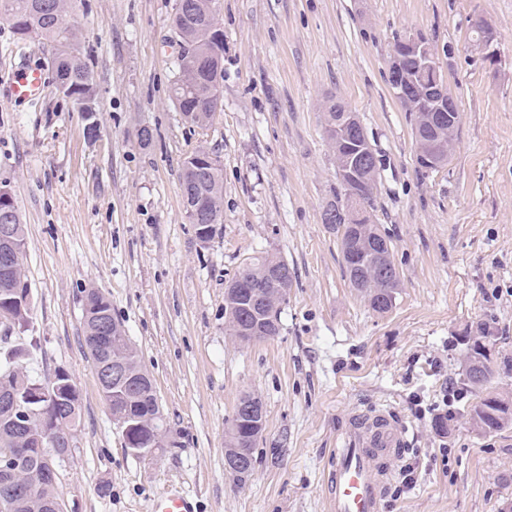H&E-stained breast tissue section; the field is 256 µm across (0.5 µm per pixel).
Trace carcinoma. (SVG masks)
<instances>
[{
  "mask_svg": "<svg viewBox=\"0 0 512 512\" xmlns=\"http://www.w3.org/2000/svg\"><path fill=\"white\" fill-rule=\"evenodd\" d=\"M181 6L184 7L186 20L182 25L180 39L192 47V55L188 60H175L172 79L173 104L186 122L204 129L211 124L217 112L213 104L215 84L224 81V30L215 0H174L173 9L177 10ZM0 19L7 22L21 38L36 36L53 44L58 63L55 79L57 83L66 85L65 96L85 95L95 91L86 65L71 47V29L66 22V9L56 0H0ZM345 108L346 105L329 99L323 110L325 131L335 160L337 184L333 199L325 206L323 215H334L331 224L340 232V250L351 287L355 288L373 311L386 313L396 302L401 280L385 286L372 277L376 262L372 257L360 268L349 264V256L360 253V244L372 239L384 241L386 237L382 235L378 225L372 222L369 208L373 207V198L364 186H358L362 192L363 218L356 219L353 215L339 210L340 201L346 195L348 181V176L341 173L348 148L346 139L340 133V128L346 121ZM402 108L410 113L413 129L419 130V137L415 138L416 154H432L431 141L437 138L455 140L460 122L458 114L448 113V120L434 131L425 122L428 116L425 109H416L405 103ZM193 154L206 156L209 164L199 178L190 158H185L180 183L183 203L189 205L191 196H205L210 214L206 224L210 231L207 238L212 240L224 223L223 163L217 153L203 145L198 146ZM284 263L285 260L278 255L263 252L249 258L239 273L247 274L255 282H263L272 268ZM5 290L7 286L0 282V330L3 331L0 342L4 343L11 340L10 334L13 330L25 326L30 312L27 296L22 293L7 295ZM235 303V295L224 293V318L227 328L255 325L254 317L245 309H232ZM485 334L487 331L484 330L482 335L470 339V345L464 349L463 361L467 367L463 371L464 381L475 392L474 402L469 406V422L480 432L500 431L512 426V401L492 387L496 370L494 362L490 361L481 345ZM10 352L8 362L0 368V395H15L19 408L24 409L28 404L25 397L29 394V388L38 385L48 391L50 383H43L29 374L25 365L28 357L26 348L17 344L10 348ZM128 355L122 337L114 336L106 347L103 359L120 360ZM148 405L147 401L135 402L115 392L108 403L113 414L129 410L137 416ZM16 418L17 414L0 407V449L19 444L20 433L14 422ZM30 448L31 454L24 457L22 468L15 472L16 478L21 481L28 480L42 461L37 440H32ZM241 448L248 451V454H253V447L249 445L244 426L233 420L225 433L224 454L235 456ZM55 498V487L38 488L28 499L17 500L9 508L0 501V512H52L49 503Z\"/></svg>",
  "mask_w": 512,
  "mask_h": 512,
  "instance_id": "1",
  "label": "carcinoma"
}]
</instances>
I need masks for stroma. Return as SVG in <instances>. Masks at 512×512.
<instances>
[{
  "mask_svg": "<svg viewBox=\"0 0 512 512\" xmlns=\"http://www.w3.org/2000/svg\"><path fill=\"white\" fill-rule=\"evenodd\" d=\"M173 4L71 0L72 46L97 85L96 140L55 80L34 104L0 94V187L27 226L32 306L18 334L35 346L30 371L66 370L81 398L56 488L67 512H149L170 487L198 512H325L341 428L379 403L408 429L382 512H500L512 501V427H471L460 372L463 337L484 325L495 364L512 363V0H217L223 108L205 130L170 99ZM481 20L497 35L493 67L474 46ZM416 34L460 108L451 160L429 174L388 82L395 40ZM51 57L46 40L0 20V78L25 60L51 71ZM331 97L358 114L380 163L373 218L402 281L384 314L351 288L322 221L336 185ZM201 144L224 162V222L207 245L180 191ZM262 252L287 261L293 285L279 334L245 345L225 329L224 288ZM90 287L156 387L168 437L153 457L125 448L99 389L83 343ZM246 393L262 399L266 425L237 481L224 472V431ZM447 415L450 431L437 433Z\"/></svg>",
  "mask_w": 512,
  "mask_h": 512,
  "instance_id": "35a3bbf8",
  "label": "stroma"
}]
</instances>
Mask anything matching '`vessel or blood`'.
Here are the masks:
<instances>
[{
  "label": "vessel or blood",
  "mask_w": 512,
  "mask_h": 512,
  "mask_svg": "<svg viewBox=\"0 0 512 512\" xmlns=\"http://www.w3.org/2000/svg\"><path fill=\"white\" fill-rule=\"evenodd\" d=\"M46 78L41 68L30 67L12 77L5 89L18 102L41 99ZM407 443V428L390 411L378 408L350 418L327 487L329 512H381L384 488L391 476L390 459ZM196 501L172 489L157 496L152 512H195Z\"/></svg>",
  "instance_id": "obj_1"
}]
</instances>
